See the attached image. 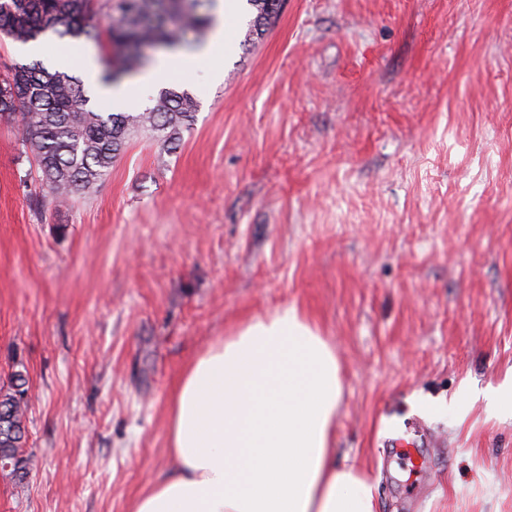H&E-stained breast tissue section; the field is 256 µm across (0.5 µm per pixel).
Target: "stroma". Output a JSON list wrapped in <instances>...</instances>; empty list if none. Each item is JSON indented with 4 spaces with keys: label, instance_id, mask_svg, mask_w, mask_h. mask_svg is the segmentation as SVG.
Returning <instances> with one entry per match:
<instances>
[{
    "label": "stroma",
    "instance_id": "obj_1",
    "mask_svg": "<svg viewBox=\"0 0 512 512\" xmlns=\"http://www.w3.org/2000/svg\"><path fill=\"white\" fill-rule=\"evenodd\" d=\"M248 24L129 104L192 93L176 146L132 132L67 204L0 120V390L28 388L0 512H130L170 469L185 366L287 304L336 347L332 446L377 512H512V412L488 402L512 382V0H284L247 50ZM41 44L107 70L96 42Z\"/></svg>",
    "mask_w": 512,
    "mask_h": 512
}]
</instances>
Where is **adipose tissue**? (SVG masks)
<instances>
[{
  "label": "adipose tissue",
  "mask_w": 512,
  "mask_h": 512,
  "mask_svg": "<svg viewBox=\"0 0 512 512\" xmlns=\"http://www.w3.org/2000/svg\"><path fill=\"white\" fill-rule=\"evenodd\" d=\"M336 349L294 306L249 317L182 371L169 399L174 469L130 512H376V488L337 467Z\"/></svg>",
  "instance_id": "adipose-tissue-1"
}]
</instances>
